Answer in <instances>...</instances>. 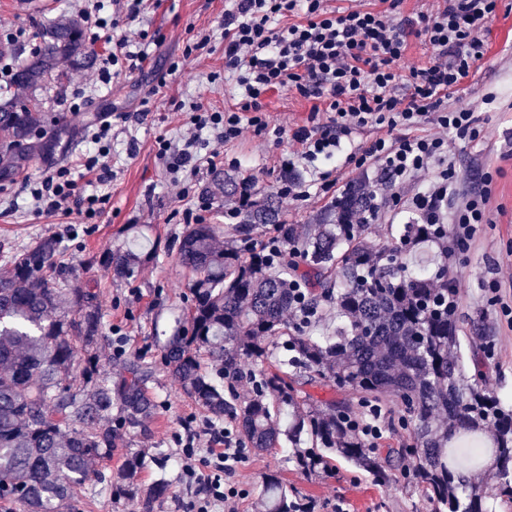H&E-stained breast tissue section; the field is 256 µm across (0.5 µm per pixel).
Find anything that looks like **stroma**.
Here are the masks:
<instances>
[{
  "label": "stroma",
  "mask_w": 512,
  "mask_h": 512,
  "mask_svg": "<svg viewBox=\"0 0 512 512\" xmlns=\"http://www.w3.org/2000/svg\"><path fill=\"white\" fill-rule=\"evenodd\" d=\"M11 0H0V56L23 64L29 49L6 42L8 33L25 29L33 33L62 19L76 16L72 0H49L46 10L35 15L17 11ZM231 0H145L137 20L121 21L116 36L127 37L147 49L150 67L144 74L113 77L111 83L92 87L93 67L72 61L60 62L57 72L62 89L46 86L37 90L12 88L11 96L37 100L38 111L64 113L68 125L77 134L69 139L59 164H68L86 153V131L102 115H113L112 183L107 190L111 202L94 224L90 234L71 235L70 217L37 215L31 212L24 182L0 189V252L20 251L45 236L56 237L63 252L62 262L72 285L94 280L100 285L99 303L106 334L124 338L126 356L155 360L147 383L157 403L155 416L146 430L131 435L126 447L113 449L110 457L96 463L103 474L123 468L128 452L141 450L146 463L134 482L146 487L165 480L169 491L156 503L154 512H193L194 494L185 487V476L173 442L206 420L183 389L160 365V349L167 336L185 323L191 305V274L177 262L179 239L185 229L181 213L186 206L170 183L156 154L159 136L178 139L189 135L187 105L199 102L220 110L232 103L235 84L223 79L224 41L214 29ZM213 31L209 45L199 53L184 56V47L193 35ZM161 43H153V36ZM487 52L476 71L452 90L448 105L473 113L481 131L471 141L450 137V156L461 172L464 187H471L478 168L494 174V190L489 203L492 225L477 238L470 249L452 264L459 288L458 321L461 336H468L471 322L483 327L484 338L474 353L481 360L491 391L506 409L512 410V327L495 320L484 299V290L496 267L512 264V0H500L495 18L485 35ZM180 69L168 75L171 61ZM150 99L151 111L142 123L118 121L122 112H134L143 99ZM81 101L78 112L67 111V103ZM266 119L273 128L291 130L310 125L312 100L295 92L279 90L265 100ZM135 138L134 154H127L128 138ZM288 148L244 128L241 136L223 145V161L215 169H202L191 184L193 196L209 195L213 208L208 223L217 227L218 240H225L230 229L224 219L225 208L237 200L236 194L217 190L215 172H226L236 182L253 181L258 194L275 197L281 223L305 226L323 210L328 201L313 195L303 201L278 196L280 168L278 157ZM141 224L148 231L144 242L157 245L160 259L136 268L123 279L111 277L103 267L91 264L92 256L122 247L128 241V225ZM495 346V356H488V346ZM292 449L282 446L268 451H251L248 461L236 475L245 489L238 512H259L256 502L264 475L275 474L287 484L293 497L316 500L321 512H331L336 502H343L346 512H425L419 492L404 482L386 487L346 462H337L333 471L308 477L287 460Z\"/></svg>",
  "instance_id": "stroma-1"
}]
</instances>
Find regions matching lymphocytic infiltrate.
I'll return each mask as SVG.
<instances>
[{"instance_id": "f902f5d3", "label": "lymphocytic infiltrate", "mask_w": 512, "mask_h": 512, "mask_svg": "<svg viewBox=\"0 0 512 512\" xmlns=\"http://www.w3.org/2000/svg\"><path fill=\"white\" fill-rule=\"evenodd\" d=\"M402 0H387L382 10L329 9L327 0H233L217 26L224 37V72L234 77L235 105L214 111L191 108L192 133L181 142L161 137L157 154L180 197H188L187 176L201 167H215L222 145L233 142L243 126L274 141L288 139L279 157L282 170L302 162L335 161L344 156L352 171L376 170L389 187L373 197L371 208L356 217L360 224H381L388 212L402 211L412 224H444L455 253L468 250L491 222L488 208L493 175L482 172L477 184L459 193L463 180L449 156V134L469 139L480 135L474 116L448 106V93L486 53L484 33L496 15L498 0H442V7L414 18L397 17ZM424 38L431 49L427 64L403 67L411 35ZM149 63L144 50L119 38L95 74L109 83L113 69L140 72ZM288 88L314 100V112L327 120L300 126L291 134L270 128L264 99ZM434 133L421 135L423 120ZM378 134L355 144L361 129ZM212 133L217 148L199 150L203 133ZM91 152L82 174L60 166L47 170L29 186L33 210L45 215H76L79 223H96L111 196L112 119L104 117L88 131ZM433 171L427 187L409 198L400 188L423 171ZM186 479L199 487L195 512H237L241 491L234 477L246 450L231 426L205 423L200 432L177 438Z\"/></svg>"}]
</instances>
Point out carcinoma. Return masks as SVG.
<instances>
[{
    "mask_svg": "<svg viewBox=\"0 0 512 512\" xmlns=\"http://www.w3.org/2000/svg\"><path fill=\"white\" fill-rule=\"evenodd\" d=\"M39 47L14 83L41 87L62 59H82L81 23L61 21L35 33ZM64 118L0 98V183L13 185L33 162L54 161ZM362 183L349 185L317 215L305 235L278 223L272 197L242 212L220 248L213 224H189L178 245L181 266L195 273L190 328L169 337L161 363L189 398L218 420L231 416L253 448L287 440L302 474L325 473L342 460L381 485L404 478L422 493L429 512H492L490 501H512V411L487 386L476 358L461 353L458 289L448 287V229L433 224L390 227L391 241L374 243L370 225L350 223L369 207ZM271 224L283 252L269 254L254 239ZM0 270V502L6 510L65 512L86 492L96 462L146 429L157 405L146 391L152 364L119 358L118 377L106 372V336L98 292L72 288L58 241L45 237L3 255ZM158 252L132 246L107 253L106 268L125 278ZM313 308L336 306V329L313 336L288 319L297 293ZM219 366L217 379L201 355ZM254 392L238 401L234 383ZM344 394L321 400L308 388ZM377 406L400 413L399 447H374L349 421ZM494 427L492 446L463 450L460 437ZM70 433L62 434V428ZM310 447L301 449L302 442ZM144 454L131 452L115 480L118 492L153 512L167 493L157 481L131 480ZM263 512H294V499L275 474L259 489Z\"/></svg>",
    "mask_w": 512,
    "mask_h": 512,
    "instance_id": "1",
    "label": "carcinoma"
}]
</instances>
